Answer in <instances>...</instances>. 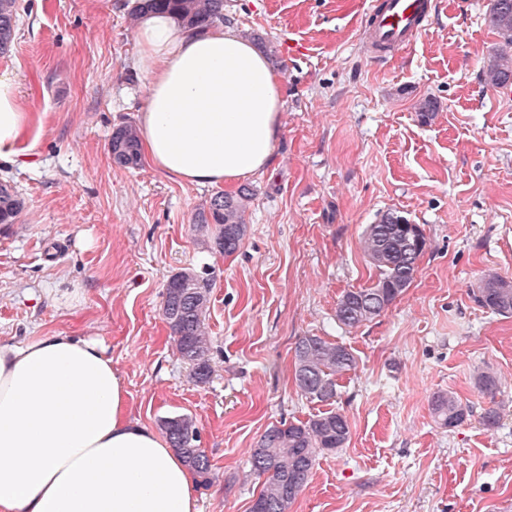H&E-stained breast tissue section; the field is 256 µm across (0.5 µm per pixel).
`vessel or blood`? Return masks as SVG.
<instances>
[{"instance_id": "b4317fda", "label": "vessel or blood", "mask_w": 512, "mask_h": 512, "mask_svg": "<svg viewBox=\"0 0 512 512\" xmlns=\"http://www.w3.org/2000/svg\"><path fill=\"white\" fill-rule=\"evenodd\" d=\"M431 0H383L371 7L366 32L371 46L398 51L411 45L426 28Z\"/></svg>"}]
</instances>
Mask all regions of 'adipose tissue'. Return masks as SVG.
I'll use <instances>...</instances> for the list:
<instances>
[{"label": "adipose tissue", "instance_id": "ef3b65f1", "mask_svg": "<svg viewBox=\"0 0 512 512\" xmlns=\"http://www.w3.org/2000/svg\"><path fill=\"white\" fill-rule=\"evenodd\" d=\"M135 70L143 156L197 186L266 172L282 126L284 78L232 26L199 33L142 15ZM30 120L0 73V160L18 157ZM0 512H199L167 440L134 422L105 350L63 334L0 345Z\"/></svg>", "mask_w": 512, "mask_h": 512}]
</instances>
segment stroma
<instances>
[{
    "instance_id": "1",
    "label": "stroma",
    "mask_w": 512,
    "mask_h": 512,
    "mask_svg": "<svg viewBox=\"0 0 512 512\" xmlns=\"http://www.w3.org/2000/svg\"><path fill=\"white\" fill-rule=\"evenodd\" d=\"M435 2L410 47L375 59L371 0H224L284 76L281 136L269 170L245 180L248 235L226 257L193 228L214 187L112 162L113 129L145 100L131 0H19L0 73L16 76L30 124L18 162H0L25 200L17 223L0 224V344L96 340L133 421L192 416L213 474L193 488L200 512H250L261 435L329 410L350 438L319 458L291 512H512V317L469 294L490 271L512 280V94L483 81L501 46L490 0ZM428 97L440 110L425 122ZM391 210L426 236L415 279L373 320L339 327L342 292L376 280L362 233ZM185 267L213 276L205 385L162 315L166 280ZM309 335L357 358L329 402L294 383L295 343ZM484 370L500 380L492 400L475 385ZM448 391L470 407L450 430L429 407Z\"/></svg>"
}]
</instances>
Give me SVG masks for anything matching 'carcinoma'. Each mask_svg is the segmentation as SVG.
Segmentation results:
<instances>
[{
	"mask_svg": "<svg viewBox=\"0 0 512 512\" xmlns=\"http://www.w3.org/2000/svg\"><path fill=\"white\" fill-rule=\"evenodd\" d=\"M131 18L149 10L166 9L178 24L203 31L224 22V0H137ZM17 0H0V53L9 49L18 22ZM488 23L501 39L495 62L486 70L484 80L493 88L512 84V0H491ZM112 161L123 168L141 163L136 126L126 122L111 137ZM247 186L234 193H215L207 207L194 218L197 231L203 233L214 225L216 251L226 256L236 253L247 235L244 215L252 200ZM24 208L20 194L7 181H0V224H13ZM427 239L421 227L409 222L397 211H388L368 225L362 238L364 255L377 272L369 288L345 291L336 304V322L354 329L379 316L414 280L418 261L425 252ZM473 300L481 307L504 318L512 317V281L489 272ZM210 303L209 279L193 268H183L166 281L162 314L181 360L188 365L190 378L198 385L209 383L212 376L210 341L205 320ZM356 357L343 344L320 336H301L294 348V382L307 399L328 402L336 397V377L353 369ZM479 390L495 397L497 377L488 371L476 376ZM437 423L452 429L469 416L470 407L452 393H435L430 401ZM161 430L171 448L183 459L201 485L212 480L208 454L200 446L195 420L189 415L168 417ZM350 430L346 417L326 411L306 421L281 422L266 429L252 450L251 473L261 489L250 512H289L306 488L319 456L346 445Z\"/></svg>",
	"mask_w": 512,
	"mask_h": 512,
	"instance_id": "carcinoma-1",
	"label": "carcinoma"
}]
</instances>
